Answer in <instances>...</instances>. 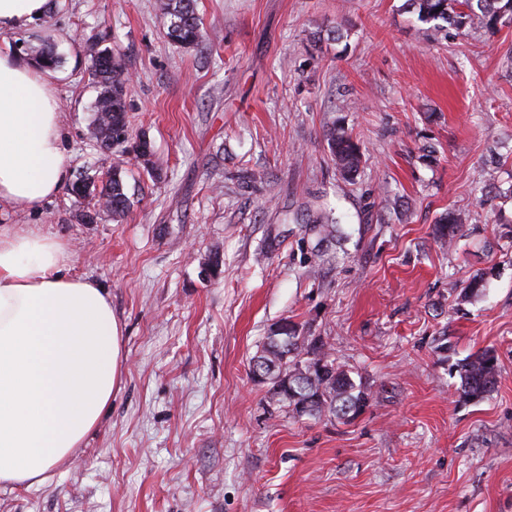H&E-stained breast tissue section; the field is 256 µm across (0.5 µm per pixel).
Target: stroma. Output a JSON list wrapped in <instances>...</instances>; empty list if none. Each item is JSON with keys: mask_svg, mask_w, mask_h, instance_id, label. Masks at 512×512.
<instances>
[{"mask_svg": "<svg viewBox=\"0 0 512 512\" xmlns=\"http://www.w3.org/2000/svg\"><path fill=\"white\" fill-rule=\"evenodd\" d=\"M52 2L0 45L54 44L70 172L114 161L90 134L85 44L105 32L160 175L127 167L119 221L80 223L67 189L35 212L0 205V225L66 239L72 275L109 288L126 355L75 462L1 489L0 512H512V201L479 192L496 161L512 185V27L438 44L403 0H198L203 39L180 48L156 0ZM335 121L365 149L351 185L327 148ZM314 201L343 240L297 221ZM451 210L472 221L448 249L433 227ZM478 272L485 293L462 301ZM283 320L376 392L361 416L295 418L253 379ZM486 348L498 386L459 402L456 364Z\"/></svg>", "mask_w": 512, "mask_h": 512, "instance_id": "stroma-1", "label": "stroma"}]
</instances>
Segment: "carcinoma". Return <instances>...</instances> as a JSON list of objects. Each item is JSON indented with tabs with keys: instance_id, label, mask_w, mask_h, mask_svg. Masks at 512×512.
<instances>
[{
	"instance_id": "carcinoma-1",
	"label": "carcinoma",
	"mask_w": 512,
	"mask_h": 512,
	"mask_svg": "<svg viewBox=\"0 0 512 512\" xmlns=\"http://www.w3.org/2000/svg\"><path fill=\"white\" fill-rule=\"evenodd\" d=\"M157 7L167 20V35L172 42L192 47L202 41L196 0H158ZM402 9L425 25V35L436 43L448 40L451 30L497 32L512 27V0H404ZM86 57L98 90L92 121L97 144L121 149L133 156L148 175H155L158 167L150 143L142 139L130 141L129 78L120 56L105 45V37L98 36L87 42ZM326 141L338 175L348 183L353 181L365 163L360 140L334 124L327 129ZM124 173L123 163L118 162L112 165V175L105 180L95 174L80 176L86 181L85 194H93L104 202V208L95 210V215L108 213L119 220L128 213L131 200ZM468 221V214L450 211L438 219L434 233L441 244L452 247ZM309 231L328 240L337 236L338 222L319 214L311 220ZM486 286L485 275L478 272L471 276L461 296L476 299L484 294ZM252 369L268 380L271 398L298 418L334 417L348 421L376 399L374 392L356 383L350 371L336 361L326 340L307 341L297 326L286 335L273 332L265 337L261 351L252 359ZM457 372L458 401L474 404L491 395L500 374L497 358L490 350L465 358L457 365Z\"/></svg>"
}]
</instances>
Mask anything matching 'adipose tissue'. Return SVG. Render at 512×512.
<instances>
[{
  "label": "adipose tissue",
  "mask_w": 512,
  "mask_h": 512,
  "mask_svg": "<svg viewBox=\"0 0 512 512\" xmlns=\"http://www.w3.org/2000/svg\"><path fill=\"white\" fill-rule=\"evenodd\" d=\"M50 77L0 47V203L23 211L67 183ZM73 263L65 239L0 225V488L41 487L73 462L121 382L111 293Z\"/></svg>",
  "instance_id": "obj_1"
}]
</instances>
